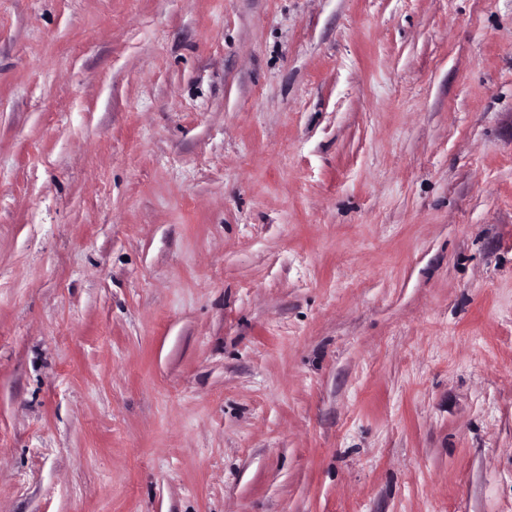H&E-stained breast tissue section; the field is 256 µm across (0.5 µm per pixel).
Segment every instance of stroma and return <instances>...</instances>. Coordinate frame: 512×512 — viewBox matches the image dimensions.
Masks as SVG:
<instances>
[{"mask_svg": "<svg viewBox=\"0 0 512 512\" xmlns=\"http://www.w3.org/2000/svg\"><path fill=\"white\" fill-rule=\"evenodd\" d=\"M0 512H512V0H0Z\"/></svg>", "mask_w": 512, "mask_h": 512, "instance_id": "obj_1", "label": "stroma"}]
</instances>
